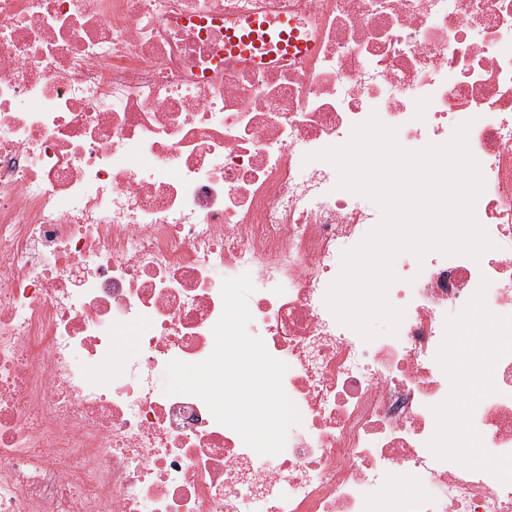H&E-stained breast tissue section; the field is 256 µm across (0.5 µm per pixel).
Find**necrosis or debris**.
I'll return each mask as SVG.
<instances>
[{
  "mask_svg": "<svg viewBox=\"0 0 512 512\" xmlns=\"http://www.w3.org/2000/svg\"><path fill=\"white\" fill-rule=\"evenodd\" d=\"M256 14L309 51L225 58ZM373 114L411 150L470 122L496 247L399 255L367 343L324 297L380 211L304 157ZM245 272L274 456L158 386ZM0 512H512V0H0Z\"/></svg>",
  "mask_w": 512,
  "mask_h": 512,
  "instance_id": "necrosis-or-debris-1",
  "label": "necrosis or debris"
}]
</instances>
